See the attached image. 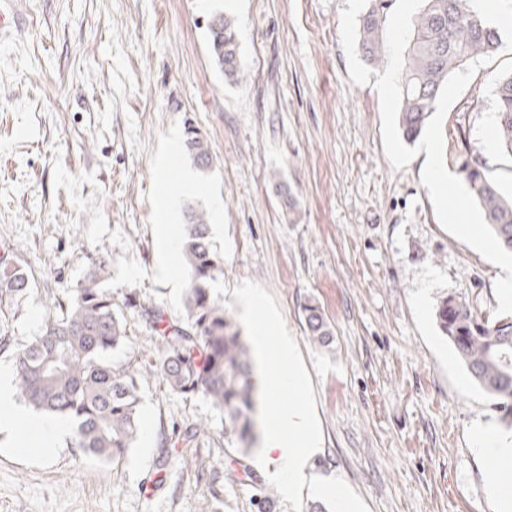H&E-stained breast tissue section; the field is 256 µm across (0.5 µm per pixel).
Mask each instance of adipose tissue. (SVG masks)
Listing matches in <instances>:
<instances>
[{
    "mask_svg": "<svg viewBox=\"0 0 512 512\" xmlns=\"http://www.w3.org/2000/svg\"><path fill=\"white\" fill-rule=\"evenodd\" d=\"M244 301L249 309L264 314L266 321L264 327L257 329L253 341L271 389L268 409L262 417L260 457L274 465L273 477L284 495L293 498L302 490L324 494L335 498L336 512H362L361 502L343 486L308 479L307 468L318 454L322 439L305 402L308 381L297 345L292 338L279 334L260 293L247 292ZM285 394L295 398V405H281ZM18 424L24 425L27 432L19 450L28 454L52 450L69 431L66 420L29 412L17 411L0 418V429L8 430ZM472 435L476 452L498 465L490 495L499 502L501 512H512V437L484 424L476 425Z\"/></svg>",
    "mask_w": 512,
    "mask_h": 512,
    "instance_id": "obj_1",
    "label": "adipose tissue"
}]
</instances>
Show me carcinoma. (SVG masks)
<instances>
[{
    "label": "carcinoma",
    "mask_w": 512,
    "mask_h": 512,
    "mask_svg": "<svg viewBox=\"0 0 512 512\" xmlns=\"http://www.w3.org/2000/svg\"><path fill=\"white\" fill-rule=\"evenodd\" d=\"M396 0H368L360 18L358 49L372 64L387 59L385 32ZM208 50L217 70L230 83L244 78L235 22L221 10L209 14ZM499 35L470 0H425L413 28L401 75L399 126L409 143L422 134L435 110L446 78L468 61L488 56ZM500 150L512 157V72L495 87ZM184 149L200 168L212 159L208 143L189 128ZM461 172L486 222L506 250L512 251V196L484 172L476 157ZM184 260L190 270L185 308L191 326L170 324L155 307L147 309L159 335L161 357L156 371L174 391L202 393L224 412L225 432L245 453L255 440L256 388L249 347L224 306L212 298L209 283L223 273L211 243L206 214L192 204L183 212ZM107 260L92 262L80 285L55 298L41 330L15 357L21 396L35 410L64 416L73 423L74 446L110 463L125 456L138 433L140 374L114 366L108 352L124 342V325L112 304V293L101 286ZM30 288L28 277L10 254L0 256V295L15 296ZM309 339L326 347L332 334L315 305L304 308ZM441 332L475 382L512 416V317L489 319L459 299H443L436 310Z\"/></svg>",
    "instance_id": "obj_1"
}]
</instances>
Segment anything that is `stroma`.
<instances>
[{
    "mask_svg": "<svg viewBox=\"0 0 512 512\" xmlns=\"http://www.w3.org/2000/svg\"><path fill=\"white\" fill-rule=\"evenodd\" d=\"M345 6L15 0L19 27L0 41V253L18 256L30 289L0 297V363L13 364L54 297L107 256L103 285L126 330L111 358L141 375L140 420L111 464L68 437L51 455L22 456L14 432H0V512H336L328 499L285 497L257 450L228 442L222 411L149 372L160 343L147 308L188 323V203L209 215L224 267L213 295L244 338L259 325L241 301L254 289L297 344L322 434L319 475L341 479L365 512H500L471 430L512 420L435 318L447 297L493 316L498 271L440 225L421 184L426 153L399 170L388 161L378 93L349 75ZM217 7L236 19L246 74L236 84L207 47ZM498 12L497 50L446 114L445 156L456 175L478 157L510 196L512 157L484 142L497 81L512 72V0ZM190 125L209 144L208 168L183 149ZM311 301L330 347L307 338Z\"/></svg>",
    "mask_w": 512,
    "mask_h": 512,
    "instance_id": "stroma-1",
    "label": "stroma"
}]
</instances>
